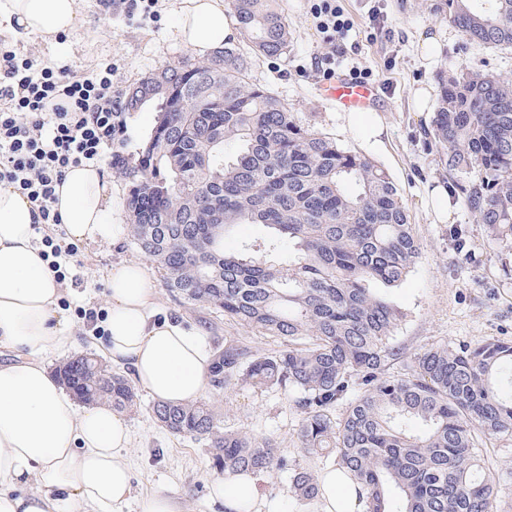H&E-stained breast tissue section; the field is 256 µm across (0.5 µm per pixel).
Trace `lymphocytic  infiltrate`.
Listing matches in <instances>:
<instances>
[{
  "label": "lymphocytic infiltrate",
  "mask_w": 512,
  "mask_h": 512,
  "mask_svg": "<svg viewBox=\"0 0 512 512\" xmlns=\"http://www.w3.org/2000/svg\"><path fill=\"white\" fill-rule=\"evenodd\" d=\"M327 46L316 70L336 75L354 22L340 0H312ZM112 93V64L75 71L0 48V184L34 203L36 223L61 225L55 188L70 167L95 164L121 145L124 118Z\"/></svg>",
  "instance_id": "lymphocytic-infiltrate-1"
}]
</instances>
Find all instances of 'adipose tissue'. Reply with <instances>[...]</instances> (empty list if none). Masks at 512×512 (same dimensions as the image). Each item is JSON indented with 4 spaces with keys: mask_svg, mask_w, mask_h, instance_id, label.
Here are the masks:
<instances>
[{
    "mask_svg": "<svg viewBox=\"0 0 512 512\" xmlns=\"http://www.w3.org/2000/svg\"><path fill=\"white\" fill-rule=\"evenodd\" d=\"M82 25L79 0H0V37L33 34L50 41ZM224 0H181L179 39L200 55L234 35ZM112 184L106 168H70L56 189V207L69 240H120L123 224L105 223ZM34 206L0 185V512H120L133 492L122 456L131 437L110 407H79L45 361L64 348L69 322L62 286L36 242ZM155 280L142 262L114 265L102 322L108 360L130 368L154 399L199 400L209 386L211 354L201 334L158 319ZM212 499L223 512L257 503L256 477L217 478ZM320 512H357L359 488L345 474L321 477Z\"/></svg>",
    "mask_w": 512,
    "mask_h": 512,
    "instance_id": "1",
    "label": "adipose tissue"
}]
</instances>
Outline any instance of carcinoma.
Masks as SVG:
<instances>
[{"mask_svg":"<svg viewBox=\"0 0 512 512\" xmlns=\"http://www.w3.org/2000/svg\"><path fill=\"white\" fill-rule=\"evenodd\" d=\"M278 0H231L251 54L226 46L207 61L187 56L120 96L123 112L158 102L151 133L112 165L130 183V244L163 272L173 297L224 312L280 338L270 354L229 343L216 349L210 386L240 376L296 394L300 450L360 485L361 512H497L496 477L482 439H512V343L431 346L410 372L391 376L403 313L389 298L421 253L400 193L368 156L298 122L253 79L251 56L288 51ZM468 43L512 49V0H443ZM454 191L489 240L512 244V77L461 67L439 77L432 119ZM240 224L268 233L224 252ZM84 402L115 411L136 404L132 383L79 356L59 369ZM154 418L210 448L226 476L290 475L299 503L319 498V476L267 438L221 427L205 401L156 402ZM424 425L423 431L416 424Z\"/></svg>","mask_w":512,"mask_h":512,"instance_id":"1","label":"carcinoma"}]
</instances>
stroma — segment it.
<instances>
[{"label": "stroma", "mask_w": 512, "mask_h": 512, "mask_svg": "<svg viewBox=\"0 0 512 512\" xmlns=\"http://www.w3.org/2000/svg\"><path fill=\"white\" fill-rule=\"evenodd\" d=\"M441 0H342L353 18L349 38L357 54L337 63V73L356 66L371 71L381 86L382 102L376 115L385 133L372 140L367 127L353 114L339 111L318 93L322 82L315 69L323 36L310 14L308 0H281L291 42L286 55L257 58L252 75L288 103L296 120L313 125L342 146L357 149L383 166L395 182L421 254L413 271L391 292L404 317L393 332L400 350L389 371L407 373L417 353L433 345H474L488 339L512 341V246L491 242L460 197L452 199L449 224L464 230L463 241L448 234L449 224L435 221L430 190L447 184L443 154L431 134L432 115L415 111L414 93L420 85L436 86L437 77L464 63L479 70L512 75V52L478 47L444 19ZM181 0H159L157 22L141 25L122 13L103 12L98 0H80L84 25L75 32L46 42L22 35L9 45L35 59H51L74 66H90L111 57L115 69L112 87L125 91L140 79L173 64L190 49L178 37ZM380 9L392 27V39L374 36L368 17ZM434 36L430 59L417 46L422 36ZM129 241L103 239L81 244L60 307L70 322L75 354H101L103 333H92L78 317L80 309L107 307V281L113 265L141 260ZM155 307L160 315L177 319L191 330L202 331L209 350L238 342L261 353L280 349V341L262 336L223 313L174 299L164 283L156 285ZM205 399L217 406L225 429L273 440L284 454L299 456L297 438L301 415L291 395L280 387L257 389L238 381L221 392L208 391ZM152 396L140 392L137 408L123 417L132 434L123 456L133 476V496L122 512H140V500L158 491L176 497L183 512H212L211 490L216 472L208 448L187 436L162 428L151 416ZM486 461L499 475L498 512H512V440L487 439L482 443ZM259 512H318L317 505L298 504L287 473L260 478Z\"/></svg>", "instance_id": "35a3bbf8"}]
</instances>
